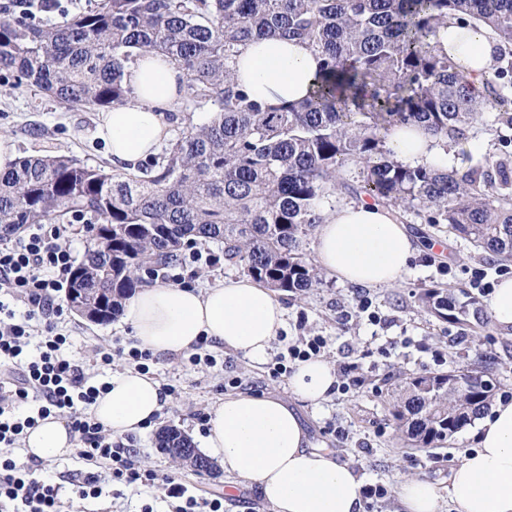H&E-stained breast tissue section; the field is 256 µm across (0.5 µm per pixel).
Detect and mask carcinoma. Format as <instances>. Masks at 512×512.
<instances>
[{
    "mask_svg": "<svg viewBox=\"0 0 512 512\" xmlns=\"http://www.w3.org/2000/svg\"><path fill=\"white\" fill-rule=\"evenodd\" d=\"M490 27L512 47V0H98L59 26L28 12L0 19V71L61 103L111 108L133 98L126 65L142 53L173 61L185 79L177 107L209 109L159 156L132 172H108L73 159L23 156L0 172V239L27 224L90 215L92 241L68 289L100 315L118 317L153 274L197 242L224 244V260L278 292L301 296L322 284L303 252L325 216L336 171L360 168L348 193L398 210H427L500 261L512 260L509 159L496 173L411 166L385 148L388 134L421 124L445 140H469L485 99L455 71L435 38L448 18ZM308 43L321 56L313 94L268 107L233 76L238 47L256 37ZM495 69L499 115L512 125V61ZM444 321L477 324L488 316L470 300L427 289L418 298ZM489 368L409 378L391 415L417 448L452 439L493 398ZM159 448L192 446L161 429Z\"/></svg>",
    "mask_w": 512,
    "mask_h": 512,
    "instance_id": "obj_1",
    "label": "carcinoma"
}]
</instances>
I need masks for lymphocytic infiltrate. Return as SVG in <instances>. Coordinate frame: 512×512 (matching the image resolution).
<instances>
[{
    "label": "lymphocytic infiltrate",
    "instance_id": "f902f5d3",
    "mask_svg": "<svg viewBox=\"0 0 512 512\" xmlns=\"http://www.w3.org/2000/svg\"><path fill=\"white\" fill-rule=\"evenodd\" d=\"M66 236L65 225L33 224L25 236L0 242V512H61L60 485L36 477V457L14 454L28 430L51 415L67 417L76 456L105 462L113 481L162 484L177 501L174 512H224L223 497L194 495L177 476L142 467L134 449L93 418L91 407L109 385L94 382L91 366L118 357L145 373L152 354L98 348L88 364L65 354L58 295L74 267Z\"/></svg>",
    "mask_w": 512,
    "mask_h": 512
}]
</instances>
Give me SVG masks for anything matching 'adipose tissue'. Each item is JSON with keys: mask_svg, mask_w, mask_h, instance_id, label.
I'll use <instances>...</instances> for the list:
<instances>
[{"mask_svg": "<svg viewBox=\"0 0 512 512\" xmlns=\"http://www.w3.org/2000/svg\"><path fill=\"white\" fill-rule=\"evenodd\" d=\"M441 50L459 66L476 93L496 66L499 38L486 26L448 22L439 33ZM321 59L308 45L276 37L239 49L235 76L267 106L302 101L314 89ZM181 69L146 54L126 69L133 102L99 116L96 136L114 165L156 154L171 135L166 111L178 97ZM387 146L411 165L448 168L440 138L414 124L393 132ZM315 252L322 270L339 282L377 288L398 283L417 255L394 208L359 201L336 206L319 224ZM138 347L158 357L177 358L199 338L255 363L266 361L286 328V309L275 293L247 275H231L205 288L156 284L136 293L125 309ZM336 370L314 357L297 365L288 389L320 405L336 385ZM166 397L158 380L133 368L115 373L110 389L91 407L113 436L139 433L161 412ZM476 445L448 476V498L456 512H512V402L496 403L476 420ZM25 456L57 458L74 448L63 416H52L22 441ZM205 446L227 474L254 483L274 512H364L363 482L333 452L312 447L287 403L266 394L225 396L211 413ZM401 512H440L437 488L407 476L397 486Z\"/></svg>", "mask_w": 512, "mask_h": 512, "instance_id": "ef3b65f1", "label": "adipose tissue"}]
</instances>
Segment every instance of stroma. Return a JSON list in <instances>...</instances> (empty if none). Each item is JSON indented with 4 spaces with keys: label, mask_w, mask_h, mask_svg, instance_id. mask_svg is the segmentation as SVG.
<instances>
[{
    "label": "stroma",
    "mask_w": 512,
    "mask_h": 512,
    "mask_svg": "<svg viewBox=\"0 0 512 512\" xmlns=\"http://www.w3.org/2000/svg\"><path fill=\"white\" fill-rule=\"evenodd\" d=\"M494 105H487L476 118L472 136L462 146L450 148L451 166L466 171L478 163H495L512 156V126L502 124ZM98 115L81 107L66 108L32 86H14L9 74L0 72V131L13 139L18 156L44 152L75 158L90 166H111L112 160L95 135ZM421 250L402 280L392 286L364 288L324 278L321 287L300 297L280 294L287 311L286 330L273 347L284 352L301 336H323L324 358L336 368L348 369L355 381L349 393L334 394L320 406L289 399L287 376L271 377L270 362L254 364L233 353L216 350L218 364L212 368L190 365L187 356L177 360L155 358L149 371L160 384L177 392L169 397L167 410L154 423L130 438L141 465L162 473L176 466L155 446L160 427L173 425L194 445L204 437L200 417L210 415L230 393L275 394L288 398L298 412L315 446L334 451L339 461L351 464L364 483L384 486L388 494L375 501L369 512H397L395 494L405 476L433 481L444 501V512H454L448 494V470L473 446L469 430H462L438 448H414L393 428L392 393L409 377L421 373H445L490 363L496 388L494 401L512 397V328L489 324L466 328L428 315L419 307L417 295L426 288L460 290L486 306L488 296L472 285L476 270L485 281L497 285L502 276L512 277V263L503 264L478 250L468 240L450 233L447 225L426 223L414 211L401 217ZM204 251L219 256L214 266L186 262L166 271L168 284L204 288L228 275L240 274L238 266L224 262V246L204 244ZM368 308H360V297ZM63 329L70 350L86 362L94 348L127 343L131 327L122 320L94 324L72 310H65ZM185 477L198 494H220L224 512H273L257 487L230 488L224 471L213 475L185 470ZM154 512H169L163 489L105 486L95 500L65 499L63 512H141L144 505Z\"/></svg>",
    "instance_id": "35a3bbf8"
}]
</instances>
